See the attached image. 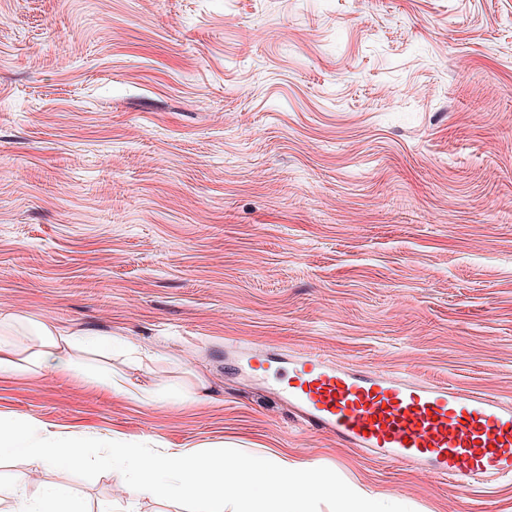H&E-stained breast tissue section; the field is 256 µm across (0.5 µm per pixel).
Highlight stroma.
I'll list each match as a JSON object with an SVG mask.
<instances>
[{"mask_svg": "<svg viewBox=\"0 0 512 512\" xmlns=\"http://www.w3.org/2000/svg\"><path fill=\"white\" fill-rule=\"evenodd\" d=\"M123 339L150 401L0 375V418L275 452L413 512H512L304 431L224 345L512 401V0H0V312ZM86 512H185L41 470Z\"/></svg>", "mask_w": 512, "mask_h": 512, "instance_id": "35a3bbf8", "label": "stroma"}]
</instances>
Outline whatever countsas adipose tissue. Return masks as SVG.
<instances>
[{
	"label": "adipose tissue",
	"mask_w": 512,
	"mask_h": 512,
	"mask_svg": "<svg viewBox=\"0 0 512 512\" xmlns=\"http://www.w3.org/2000/svg\"><path fill=\"white\" fill-rule=\"evenodd\" d=\"M15 318L0 313V374L68 372L79 364L87 349L115 352L123 343L118 338L89 331H75L43 320L26 321L34 346L25 348L14 337ZM87 440L76 432H52L28 418L0 419V456L14 459L21 470L0 497L11 500L14 512H82L79 502L61 485L41 487L30 495L29 474L34 469L73 471L84 467L89 455Z\"/></svg>",
	"instance_id": "ef3b65f1"
}]
</instances>
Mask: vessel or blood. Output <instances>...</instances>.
Returning a JSON list of instances; mask_svg holds the SVG:
<instances>
[{"mask_svg":"<svg viewBox=\"0 0 512 512\" xmlns=\"http://www.w3.org/2000/svg\"><path fill=\"white\" fill-rule=\"evenodd\" d=\"M252 377L310 433L374 459L454 480L512 477V402L460 386L347 367L307 351L253 350Z\"/></svg>","mask_w":512,"mask_h":512,"instance_id":"b4317fda","label":"vessel or blood"}]
</instances>
